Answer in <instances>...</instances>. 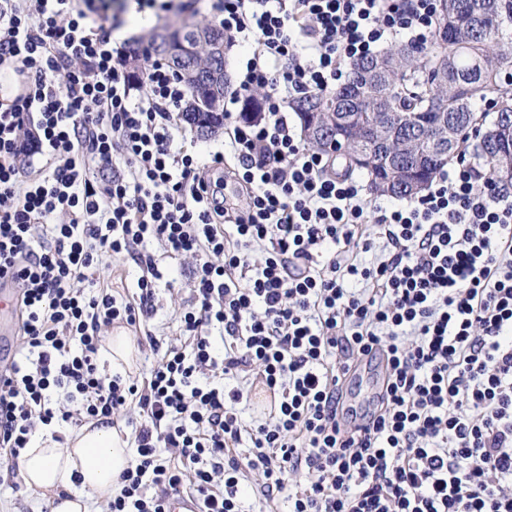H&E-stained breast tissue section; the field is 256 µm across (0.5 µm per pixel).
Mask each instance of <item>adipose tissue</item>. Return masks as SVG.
Segmentation results:
<instances>
[{
    "instance_id": "obj_1",
    "label": "adipose tissue",
    "mask_w": 512,
    "mask_h": 512,
    "mask_svg": "<svg viewBox=\"0 0 512 512\" xmlns=\"http://www.w3.org/2000/svg\"><path fill=\"white\" fill-rule=\"evenodd\" d=\"M130 460L124 432L90 419L59 441L47 429L37 434L19 467L26 486L48 496L52 512H92L94 500L116 492V479Z\"/></svg>"
}]
</instances>
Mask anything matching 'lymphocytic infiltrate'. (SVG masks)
<instances>
[{"mask_svg": "<svg viewBox=\"0 0 512 512\" xmlns=\"http://www.w3.org/2000/svg\"><path fill=\"white\" fill-rule=\"evenodd\" d=\"M437 4L217 0L250 52L205 165L176 145L187 86L148 57L132 73L108 0H0L21 88L0 106V277L21 332L0 368L8 471L38 427L133 408L109 512H164L185 485L201 512H245L250 475L288 512H512V197L464 154L425 194L380 200L287 109L388 41L428 45ZM103 252L140 268L132 298L101 282ZM167 259L189 271L182 343L144 380L103 374L104 328L146 325ZM373 360L383 393L348 418L345 379ZM259 387L269 415L244 426Z\"/></svg>", "mask_w": 512, "mask_h": 512, "instance_id": "lymphocytic-infiltrate-1", "label": "lymphocytic infiltrate"}]
</instances>
